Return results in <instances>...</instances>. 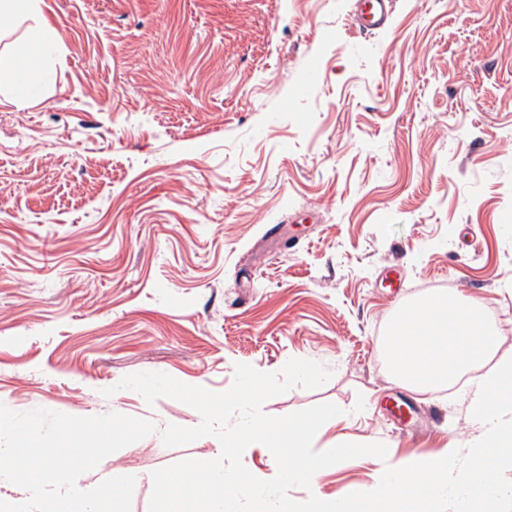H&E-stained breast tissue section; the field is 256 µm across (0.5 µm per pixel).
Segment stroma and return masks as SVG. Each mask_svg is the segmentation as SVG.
Instances as JSON below:
<instances>
[{
	"instance_id": "stroma-1",
	"label": "stroma",
	"mask_w": 512,
	"mask_h": 512,
	"mask_svg": "<svg viewBox=\"0 0 512 512\" xmlns=\"http://www.w3.org/2000/svg\"><path fill=\"white\" fill-rule=\"evenodd\" d=\"M62 35L35 96L0 103V403L117 412L155 434L105 458L137 472L210 454L166 447L201 416L102 389L162 372L215 392L236 364H323L316 441L387 445L309 493L373 489L412 456L480 432L468 377L421 393L384 330L444 291L480 302L512 351V0H397L356 30L349 0H43Z\"/></svg>"
}]
</instances>
